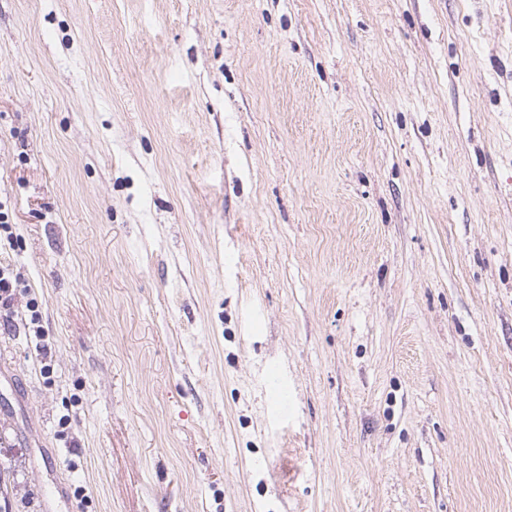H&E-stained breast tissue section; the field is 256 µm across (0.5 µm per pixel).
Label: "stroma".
Wrapping results in <instances>:
<instances>
[{
  "label": "stroma",
  "mask_w": 512,
  "mask_h": 512,
  "mask_svg": "<svg viewBox=\"0 0 512 512\" xmlns=\"http://www.w3.org/2000/svg\"><path fill=\"white\" fill-rule=\"evenodd\" d=\"M0 199V512H512V0H0ZM9 269L0 267V316L3 322L0 323L1 330L9 332L12 328V317L14 296L17 288L19 287L20 276L16 274L15 278H12ZM2 311L5 312L2 316ZM3 327V329H2Z\"/></svg>",
  "instance_id": "stroma-1"
}]
</instances>
